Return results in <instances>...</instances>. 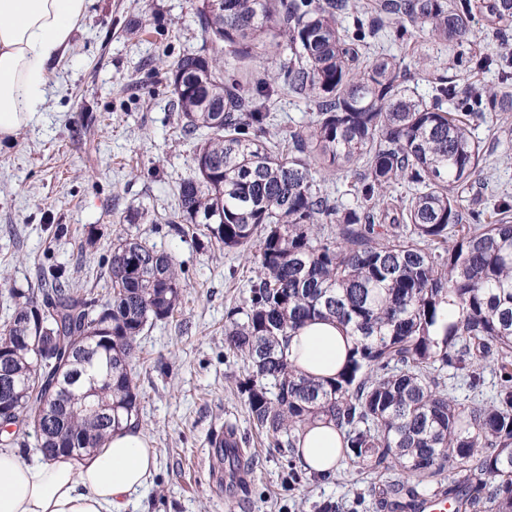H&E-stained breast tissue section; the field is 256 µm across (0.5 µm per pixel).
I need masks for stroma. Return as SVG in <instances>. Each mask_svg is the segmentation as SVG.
<instances>
[{"label":"stroma","mask_w":512,"mask_h":512,"mask_svg":"<svg viewBox=\"0 0 512 512\" xmlns=\"http://www.w3.org/2000/svg\"><path fill=\"white\" fill-rule=\"evenodd\" d=\"M202 0H89L86 18L54 65L32 124L0 140V323L14 310L12 291L35 284L40 266L66 269L76 287L106 299L108 258L122 228L181 263L186 286L174 316L143 332L132 363L139 428L158 450L152 486L133 512H317L325 501L357 512H385L371 491L373 475L340 461L335 475L289 487L286 457L252 426L235 381L247 361L224 352V321L256 269L246 257L201 248L193 234L168 225L177 186L193 169L170 99L169 68L177 58L222 56L224 46L202 30ZM445 68L456 56L491 59L490 67H455L460 88L501 82L503 50L492 38L474 47L421 43ZM269 110L272 139L306 124L311 111L288 93ZM467 122L482 147L480 177L467 194L464 221L489 223L495 204L512 202V112H474ZM140 212L141 221L126 217ZM95 245H87V237ZM443 379L462 405L487 402L499 376L484 371L481 390L462 372ZM233 423L244 442L233 475L212 481L210 433Z\"/></svg>","instance_id":"35a3bbf8"}]
</instances>
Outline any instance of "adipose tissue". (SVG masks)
Returning <instances> with one entry per match:
<instances>
[{"label":"adipose tissue","mask_w":512,"mask_h":512,"mask_svg":"<svg viewBox=\"0 0 512 512\" xmlns=\"http://www.w3.org/2000/svg\"><path fill=\"white\" fill-rule=\"evenodd\" d=\"M87 0H0V139L29 126L45 100L57 59L82 24ZM352 345L345 328L316 319L292 336L288 353L298 372L338 374ZM298 456L309 473L335 472L342 440L333 423L315 421L297 432ZM158 451L139 428L115 431L102 448L29 462L0 448V512H127L157 467Z\"/></svg>","instance_id":"adipose-tissue-1"}]
</instances>
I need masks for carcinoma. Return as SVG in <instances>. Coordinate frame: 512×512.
<instances>
[{
    "label": "carcinoma",
    "mask_w": 512,
    "mask_h": 512,
    "mask_svg": "<svg viewBox=\"0 0 512 512\" xmlns=\"http://www.w3.org/2000/svg\"><path fill=\"white\" fill-rule=\"evenodd\" d=\"M346 10V0H203L204 32L259 68L226 76L218 58L173 62L181 129L189 139L203 133L179 185L176 230L201 226L208 245L257 268L226 315L224 348L251 363L237 389L273 447L295 448V431L326 417L351 465L404 475L382 490L387 506L446 481L454 512H512V205L498 204L492 224H462L483 154L460 116L511 111L512 94L468 99L455 75L435 70L425 99L396 58H363L387 22L398 42L424 32L462 47L477 42L482 13L504 36L512 0H381L374 15L344 25ZM280 92L313 106L285 149L267 130L266 101ZM358 161L360 200L339 205L315 170ZM401 181L412 193L390 209L384 192ZM182 274L173 256L128 233L112 246L106 299L79 294L58 266L15 291L0 373L18 384L0 387V404L33 429L43 459L90 452L138 420L137 340L177 311ZM316 318L354 338L330 379L297 373L285 352ZM489 362L495 398L456 403L442 371L468 370L476 389ZM211 442L236 461L233 424Z\"/></svg>",
    "instance_id": "cac0c4a2"
}]
</instances>
